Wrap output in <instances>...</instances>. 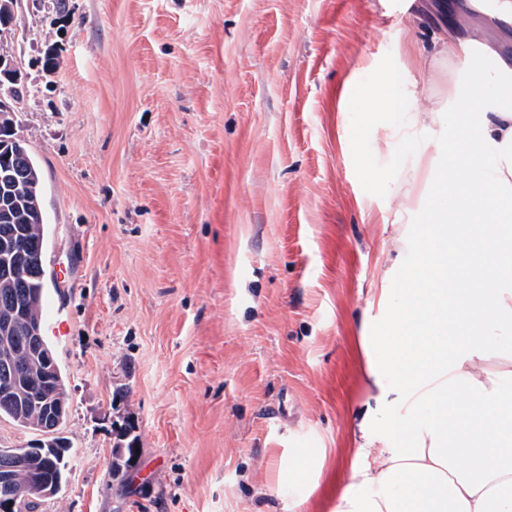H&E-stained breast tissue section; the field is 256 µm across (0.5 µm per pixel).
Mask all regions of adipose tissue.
I'll return each instance as SVG.
<instances>
[{
    "mask_svg": "<svg viewBox=\"0 0 512 512\" xmlns=\"http://www.w3.org/2000/svg\"><path fill=\"white\" fill-rule=\"evenodd\" d=\"M473 0H442L447 36L436 55L472 49L468 80L448 97L407 110L431 137L433 159L401 175L417 194L424 227L421 263L396 269L399 284L378 337L361 347L374 388L351 422L355 443L345 477H330L331 512H512V349L496 328L512 326V60L463 37ZM392 78L341 92L363 112H392ZM451 135L436 136L441 113ZM472 268L456 287L454 273Z\"/></svg>",
    "mask_w": 512,
    "mask_h": 512,
    "instance_id": "ef3b65f1",
    "label": "adipose tissue"
}]
</instances>
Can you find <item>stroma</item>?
<instances>
[{"mask_svg":"<svg viewBox=\"0 0 512 512\" xmlns=\"http://www.w3.org/2000/svg\"><path fill=\"white\" fill-rule=\"evenodd\" d=\"M406 0H27L15 131L41 172L46 331L70 442L35 512H329L353 454L360 336L420 256L403 113L345 112L386 69L422 101ZM58 53L55 72L40 63ZM139 449L119 480L114 427Z\"/></svg>","mask_w":512,"mask_h":512,"instance_id":"obj_1","label":"stroma"}]
</instances>
